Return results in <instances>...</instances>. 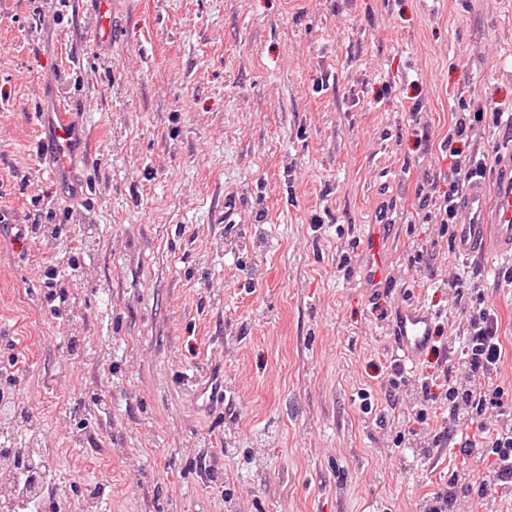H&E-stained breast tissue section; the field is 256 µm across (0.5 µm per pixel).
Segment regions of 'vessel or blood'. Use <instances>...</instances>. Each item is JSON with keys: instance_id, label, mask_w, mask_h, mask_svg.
I'll return each mask as SVG.
<instances>
[{"instance_id": "b4317fda", "label": "vessel or blood", "mask_w": 512, "mask_h": 512, "mask_svg": "<svg viewBox=\"0 0 512 512\" xmlns=\"http://www.w3.org/2000/svg\"><path fill=\"white\" fill-rule=\"evenodd\" d=\"M100 18L94 32L100 54L112 49V0H86ZM40 140L36 155L64 197L85 201L92 198V185L83 171L90 159L87 128L59 99L53 100L36 116ZM502 176L494 189H487L483 179L471 180L462 192L460 206L465 223L454 229V249L465 258L496 253L512 257V160L503 159ZM393 227L370 224L363 232V249L358 267L360 280L370 294L384 290L390 280ZM431 315L409 303L400 310L393 330L397 357L414 362L430 342Z\"/></svg>"}]
</instances>
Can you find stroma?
I'll use <instances>...</instances> for the list:
<instances>
[{
	"label": "stroma",
	"instance_id": "1",
	"mask_svg": "<svg viewBox=\"0 0 512 512\" xmlns=\"http://www.w3.org/2000/svg\"><path fill=\"white\" fill-rule=\"evenodd\" d=\"M56 3L0 0V367L61 512L97 481L109 512H427L440 493L449 512H512V487L477 492L491 458L449 447L421 393L459 360L460 276L502 319L512 390V288L501 257L459 259L418 198L463 109L487 113L466 144L487 183L512 150L491 118L512 108V0H113L105 57L96 15ZM50 78L86 114L88 205L34 158ZM382 209L392 285L371 297L355 267ZM48 210L65 234L17 232ZM409 302L434 339L398 374ZM215 366L235 414L192 395Z\"/></svg>",
	"mask_w": 512,
	"mask_h": 512
}]
</instances>
